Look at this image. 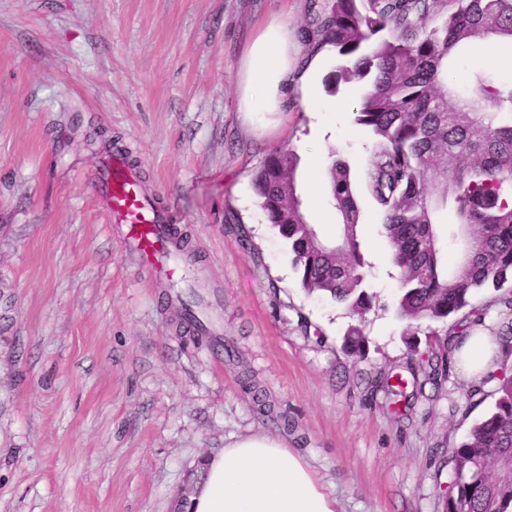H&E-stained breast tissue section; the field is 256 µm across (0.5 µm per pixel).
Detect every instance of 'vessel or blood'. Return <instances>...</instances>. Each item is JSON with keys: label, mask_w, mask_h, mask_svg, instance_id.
<instances>
[{"label": "vessel or blood", "mask_w": 512, "mask_h": 512, "mask_svg": "<svg viewBox=\"0 0 512 512\" xmlns=\"http://www.w3.org/2000/svg\"><path fill=\"white\" fill-rule=\"evenodd\" d=\"M92 184L97 197L105 201L112 221L123 225L125 243L140 263L154 276H175L179 264L168 236L169 216L147 202L123 154L114 153L94 174Z\"/></svg>", "instance_id": "obj_1"}]
</instances>
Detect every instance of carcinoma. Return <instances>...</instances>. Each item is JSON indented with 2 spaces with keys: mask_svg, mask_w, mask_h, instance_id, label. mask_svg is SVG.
Returning a JSON list of instances; mask_svg holds the SVG:
<instances>
[{
  "mask_svg": "<svg viewBox=\"0 0 512 512\" xmlns=\"http://www.w3.org/2000/svg\"><path fill=\"white\" fill-rule=\"evenodd\" d=\"M303 42L333 48L345 64L329 76L362 83L355 122L373 135L365 191L381 216L390 262L397 272L395 314L405 324L409 350L420 331L436 349L427 359L425 380L447 374L449 354L482 320L472 299L483 289L498 292L512 310V82L487 71L467 76L468 92L447 81L461 51L493 40L512 44V0H310ZM292 150L269 154L252 178L268 221L288 246L298 284L343 306L351 315L370 309L359 228L361 210L350 166L331 152L326 181L338 215L336 235L324 234L302 209ZM452 209L455 224L469 230L467 258L449 267L443 239L454 224L439 214ZM181 324L194 335L208 331L195 302L179 299ZM454 319L448 323V319ZM367 336L361 323L348 325L343 348L363 357ZM399 372L382 382L393 404L408 398V385H421ZM492 385L494 403L454 452V482L443 512H508L512 479L496 461L512 453V375L489 371L471 395Z\"/></svg>",
  "mask_w": 512,
  "mask_h": 512,
  "instance_id": "carcinoma-1",
  "label": "carcinoma"
}]
</instances>
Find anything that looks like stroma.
<instances>
[{
  "label": "stroma",
  "mask_w": 512,
  "mask_h": 512,
  "mask_svg": "<svg viewBox=\"0 0 512 512\" xmlns=\"http://www.w3.org/2000/svg\"><path fill=\"white\" fill-rule=\"evenodd\" d=\"M309 0H0V512H170L201 460L268 435L303 457L337 512H442L453 452L493 404L449 365L390 404L379 381L426 362L395 316L381 217L361 195V248L376 302L366 354L350 316L299 287L252 189L292 148L311 223L336 215L307 159L336 151L362 182L373 140L284 111L240 109L244 51L271 19L299 36ZM512 82L487 41L452 75ZM188 240L185 279L159 280L126 252L92 188L106 140ZM193 296L210 341L177 324ZM233 356H226L225 347ZM250 370L274 411L239 382ZM367 336L361 320L357 323L348 325L343 336V348L345 352L352 357H363L367 347Z\"/></svg>",
  "instance_id": "stroma-1"
}]
</instances>
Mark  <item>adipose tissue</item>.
I'll use <instances>...</instances> for the list:
<instances>
[{"mask_svg":"<svg viewBox=\"0 0 512 512\" xmlns=\"http://www.w3.org/2000/svg\"><path fill=\"white\" fill-rule=\"evenodd\" d=\"M288 23L271 21L253 41L243 79L247 112H278L291 81H300L308 98L318 96L313 74L317 55L305 64L289 57ZM500 353L498 337L470 331L456 351L463 373L479 378ZM204 477L190 498V512H336V501L314 478L303 459L279 440L247 436L207 459Z\"/></svg>","mask_w":512,"mask_h":512,"instance_id":"ef3b65f1","label":"adipose tissue"}]
</instances>
